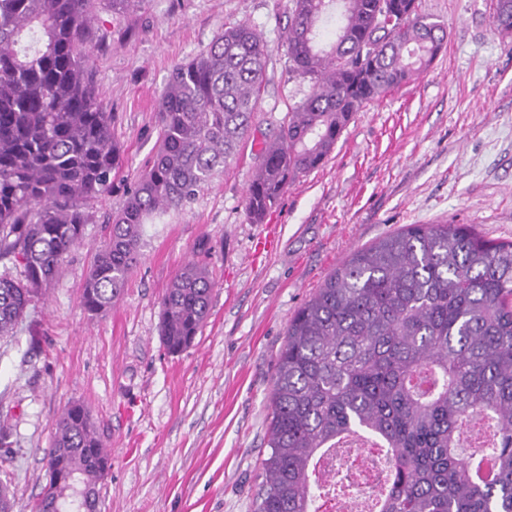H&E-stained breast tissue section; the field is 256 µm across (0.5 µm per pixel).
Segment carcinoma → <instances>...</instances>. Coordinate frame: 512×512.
<instances>
[{
    "mask_svg": "<svg viewBox=\"0 0 512 512\" xmlns=\"http://www.w3.org/2000/svg\"><path fill=\"white\" fill-rule=\"evenodd\" d=\"M99 0H0V339L13 335L109 194L121 167L94 80ZM289 72L309 83L258 153L245 211L263 221L284 189L331 154L353 113L429 66L444 28L416 0H291ZM492 26L512 35V0ZM255 27L227 26L175 65L158 99V149L126 192L85 274L82 307L98 314L123 292L144 225L195 201L245 140L265 80ZM213 279L191 260L162 300L166 349L190 347L209 315ZM268 452L254 512H316L315 458L360 430L384 442L381 512H512V242L466 224H409L354 252L288 321L270 396ZM492 416L494 475L460 441ZM107 452L87 409L56 422L47 467L61 464L97 512ZM0 465V512L12 479ZM70 493L42 494L37 512H73Z\"/></svg>",
    "mask_w": 512,
    "mask_h": 512,
    "instance_id": "obj_1",
    "label": "carcinoma"
}]
</instances>
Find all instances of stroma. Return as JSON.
<instances>
[{
	"label": "stroma",
	"instance_id": "1",
	"mask_svg": "<svg viewBox=\"0 0 512 512\" xmlns=\"http://www.w3.org/2000/svg\"><path fill=\"white\" fill-rule=\"evenodd\" d=\"M447 31L421 74L351 117L335 150L291 183L263 223L246 190L262 141L309 85L288 71L290 0H143L98 5L95 80L123 162L111 194L13 337L0 340V422L12 428L13 512H35L56 422L83 404L108 451L100 512H253L270 394L288 321L353 252L408 224H467L512 241V38L492 0H417ZM250 22L267 54L249 134L185 210L145 225L120 297L92 315L84 274L124 190L157 148L156 106L174 65L224 27ZM206 250L214 280L193 345L168 353L161 301Z\"/></svg>",
	"mask_w": 512,
	"mask_h": 512
}]
</instances>
